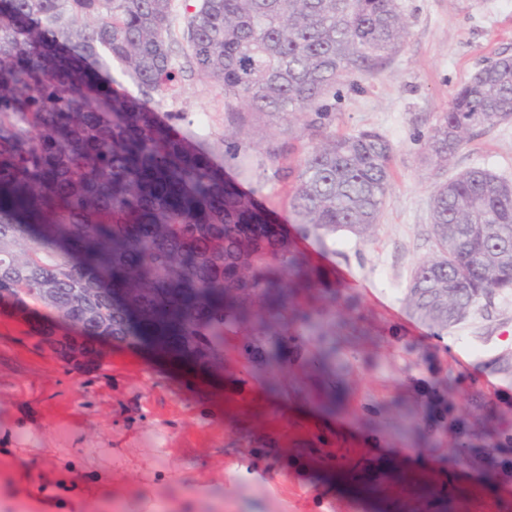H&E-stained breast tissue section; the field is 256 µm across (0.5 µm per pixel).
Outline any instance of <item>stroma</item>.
Returning <instances> with one entry per match:
<instances>
[{
	"instance_id": "obj_1",
	"label": "stroma",
	"mask_w": 512,
	"mask_h": 512,
	"mask_svg": "<svg viewBox=\"0 0 512 512\" xmlns=\"http://www.w3.org/2000/svg\"><path fill=\"white\" fill-rule=\"evenodd\" d=\"M409 23L402 49L383 59L372 74L353 77L326 98L328 131L339 135L363 130L384 134L393 147L391 189L378 227L369 242L338 234L325 242L300 241L315 264L330 273L349 275L353 303L379 330L365 340L347 376L340 404L326 401L312 372L331 376V369L286 363L268 369L262 357L249 359L255 383L275 405H288L289 415L315 409L320 422H344L350 435L381 437V426L361 408H381L404 401L413 393L412 378L462 376V387L480 393L502 410L512 411V377L488 369L487 361L512 349V292L494 296L491 305L471 312L435 339L416 321L403 297L417 262L433 252L430 238V200L437 182L473 167L489 169L512 180V121L471 138L448 163L425 157L424 143L452 93L468 83L479 69L501 56H512V0H401ZM180 76L175 86L154 95L151 107L169 140L191 153L203 154L262 208L270 220L288 224L295 178L289 175L307 153V138L283 127L261 123L247 126L237 152L224 140V90L177 59ZM117 303L133 316L128 337L101 338L56 329L52 341L38 332L50 320L0 304V436L23 424L30 439L19 457L24 471L0 464V499L5 484L34 491L38 482L59 477L58 468L43 467L71 439L83 443L109 442L127 449L142 465L156 451L150 442L153 425L163 419L188 424L186 435L174 440L167 462L172 469L199 468L202 480L224 494V512H302L288 495V478L273 473L269 462L280 458L288 443L264 408L250 413V426L224 422V377L233 366L229 349L241 339L212 338L207 354L195 356L160 345L142 324L139 306L114 286ZM400 336L387 335L388 327ZM414 341L407 353L403 340ZM73 345L78 371H70L54 351L55 342ZM202 370V386H194L185 364ZM166 378L164 393H156L153 375ZM242 435L233 445L239 459L254 458L262 480L234 476L224 466L222 448L229 436ZM449 465L444 448L416 450L390 445L376 478L356 493L337 492L347 512H465L464 498L476 471L457 482L442 483L436 471ZM83 469L97 484L86 499H73L71 512H108L115 499L129 501L131 512H160V499L178 493L174 483L144 484L132 471L119 472L109 455L84 460Z\"/></svg>"
}]
</instances>
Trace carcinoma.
<instances>
[{"instance_id": "1", "label": "carcinoma", "mask_w": 512, "mask_h": 512, "mask_svg": "<svg viewBox=\"0 0 512 512\" xmlns=\"http://www.w3.org/2000/svg\"><path fill=\"white\" fill-rule=\"evenodd\" d=\"M170 0H4L0 7V302L45 310L86 336H124L128 314L99 273L24 228L68 230L71 248L107 249L147 271L158 305L205 298L210 335L245 338L251 352L291 362L319 359L347 371L357 351L339 336L366 324L346 286L331 279L201 159L169 143L147 107L112 98L97 69L120 62L151 94L177 80L175 54L224 88L231 135L249 119L280 120L314 145L296 172L291 214L302 238L371 236L390 189L392 146L373 130L328 134L310 111L353 75L397 53L409 34L400 0H195L181 39L170 38ZM512 119V57L475 74L450 97L425 143L445 163L477 133ZM93 212L125 226L95 224ZM433 256L415 266L404 297L436 336L512 291V182L471 168L431 198ZM134 244L127 250L122 235ZM419 381V399L391 419L405 446L454 449L461 467L489 462L512 476V427L474 395L451 400Z\"/></svg>"}]
</instances>
